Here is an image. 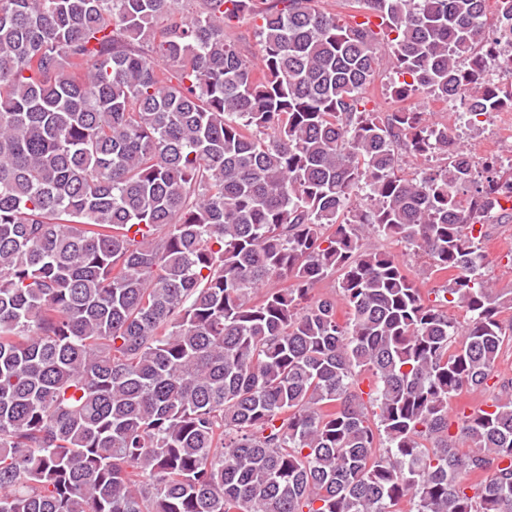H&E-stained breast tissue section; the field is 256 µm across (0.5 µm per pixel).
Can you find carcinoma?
Masks as SVG:
<instances>
[{
    "label": "carcinoma",
    "mask_w": 512,
    "mask_h": 512,
    "mask_svg": "<svg viewBox=\"0 0 512 512\" xmlns=\"http://www.w3.org/2000/svg\"><path fill=\"white\" fill-rule=\"evenodd\" d=\"M184 2L0 0V512H512V380L467 453L449 407L512 343L473 235L512 165L366 108L382 46L396 99L512 107V0H286L258 66L255 0ZM357 0H312L311 6L321 10L336 13L341 19L352 21V16L356 15L357 21H362V15L367 11L363 5L353 4ZM262 23L259 16H246L232 29L228 30V40L247 58L254 62L259 60V44L256 26ZM408 267L414 276L416 283L425 296L432 291L433 288H445L448 286L446 278L430 274V260L421 254L404 256Z\"/></svg>",
    "instance_id": "obj_1"
}]
</instances>
